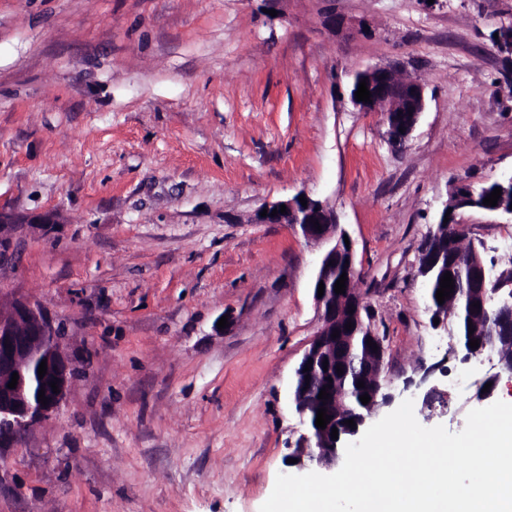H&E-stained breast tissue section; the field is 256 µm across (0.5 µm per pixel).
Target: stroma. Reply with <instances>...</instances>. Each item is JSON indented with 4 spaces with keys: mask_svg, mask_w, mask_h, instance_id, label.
Segmentation results:
<instances>
[{
    "mask_svg": "<svg viewBox=\"0 0 512 512\" xmlns=\"http://www.w3.org/2000/svg\"><path fill=\"white\" fill-rule=\"evenodd\" d=\"M512 0H0V208L34 223L0 294L68 330L81 373L0 453V512H260L305 432L297 365L323 249L256 210L303 193L353 240L391 391L424 427L512 403L433 329L419 249L461 183L512 172ZM425 88L404 148L350 101ZM54 223H45V216ZM496 267L512 222L457 212ZM226 328H218L220 318ZM433 373L423 387L420 366Z\"/></svg>",
    "mask_w": 512,
    "mask_h": 512,
    "instance_id": "35a3bbf8",
    "label": "stroma"
}]
</instances>
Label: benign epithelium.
I'll list each match as a JSON object with an SVG mask.
<instances>
[{
  "label": "benign epithelium",
  "instance_id": "benign-epithelium-1",
  "mask_svg": "<svg viewBox=\"0 0 512 512\" xmlns=\"http://www.w3.org/2000/svg\"><path fill=\"white\" fill-rule=\"evenodd\" d=\"M498 38L493 45L501 52L512 54V18L501 23L496 29ZM368 82L371 101H354L363 112L377 114L380 122L387 128L390 142L403 146L413 131L419 115L425 109L424 87L413 77L402 76L391 66L375 67L360 71L354 75L351 92H356L360 81ZM493 187L501 189L503 201L495 207L479 205L471 185L463 183L451 204L453 211L467 210L483 212L512 220V207L507 205L512 198V174L494 180ZM307 206H302L299 196L291 199L265 203L262 208L267 212L286 206L287 212L273 217L254 214L259 224H290L300 227L302 234L309 240L325 246L318 266L315 283H324V295L315 298L321 311V326L310 341L295 371L292 399L296 414L301 423H306V412L311 405L315 392V381L320 372L317 367L328 361L327 374L330 379L338 376L337 367L349 368L352 339L360 330L366 329L363 312L368 308L364 298L354 288L360 272L355 266L353 247L345 244V232L336 221V214L320 200L306 197ZM321 229H316L314 222ZM29 222L20 216L0 210V262L11 255L16 236L27 232ZM484 243L472 245L454 253L456 267L467 271L468 289L471 301L480 303L479 317L485 322L487 340L482 351H464L451 345L460 361L469 363L482 360L498 352V336L501 327L512 322V277L496 276L490 280L489 266L484 258ZM347 276L346 290L343 294L334 291L336 281L341 275ZM492 288H487V285ZM354 313H349V310ZM354 324L347 330L345 324ZM339 337L334 338V331ZM67 332L64 324L54 317L39 301L11 299L4 300L0 295V447H5L20 439L34 424L55 413L64 402L72 381L78 376L79 369L65 351ZM386 348L379 346L375 357L361 365V373L368 379L370 401L363 412L345 411L343 397L336 388L327 389L329 398L320 400L321 406L331 416L326 428L319 435L304 434L300 446L292 454L297 460L295 466L303 468L317 462L326 466L336 464L345 454V446L358 435L360 428L366 426L376 409L387 403L391 395L386 392ZM313 363H308V360ZM35 360L47 361V374L41 379V388L45 390L48 404L32 402L28 372ZM18 373L16 388H8L13 373ZM310 380H305V376ZM57 382L59 392H53L51 382ZM352 419L355 427L345 421ZM338 429V438H331L332 428Z\"/></svg>",
  "mask_w": 512,
  "mask_h": 512
}]
</instances>
